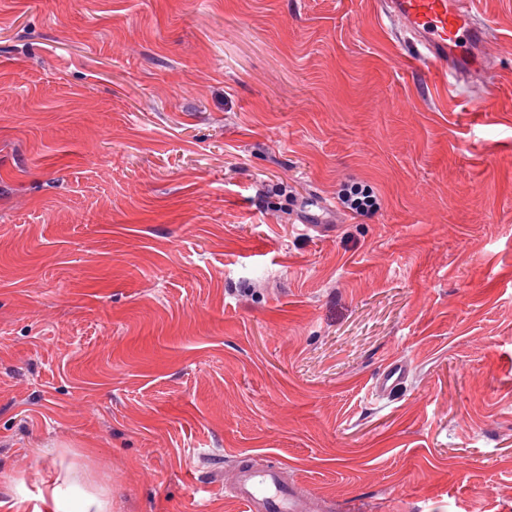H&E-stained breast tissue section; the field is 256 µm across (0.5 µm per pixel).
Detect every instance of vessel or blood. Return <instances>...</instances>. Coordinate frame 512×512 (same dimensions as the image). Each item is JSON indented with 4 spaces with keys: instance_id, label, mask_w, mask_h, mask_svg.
Returning <instances> with one entry per match:
<instances>
[{
    "instance_id": "b4317fda",
    "label": "vessel or blood",
    "mask_w": 512,
    "mask_h": 512,
    "mask_svg": "<svg viewBox=\"0 0 512 512\" xmlns=\"http://www.w3.org/2000/svg\"><path fill=\"white\" fill-rule=\"evenodd\" d=\"M382 12L395 21L399 33L422 48L430 61L443 65L453 77L483 81L492 68L479 58L487 46V29L478 21L475 0H382ZM400 357L388 359L375 374L371 390L379 399L393 396L408 378ZM246 512H306L309 493L290 484L278 467L255 468L240 462L230 490Z\"/></svg>"
}]
</instances>
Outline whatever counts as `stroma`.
Returning a JSON list of instances; mask_svg holds the SVG:
<instances>
[{"instance_id": "35a3bbf8", "label": "stroma", "mask_w": 512, "mask_h": 512, "mask_svg": "<svg viewBox=\"0 0 512 512\" xmlns=\"http://www.w3.org/2000/svg\"><path fill=\"white\" fill-rule=\"evenodd\" d=\"M476 9L490 87L377 0H0V512L57 475L63 512H245L243 458L333 512H512V0ZM337 196L343 208L354 217L370 218L381 208L379 196L366 182L341 183ZM409 366L400 357L388 359L373 377L371 390L377 399L393 396L408 378Z\"/></svg>"}]
</instances>
